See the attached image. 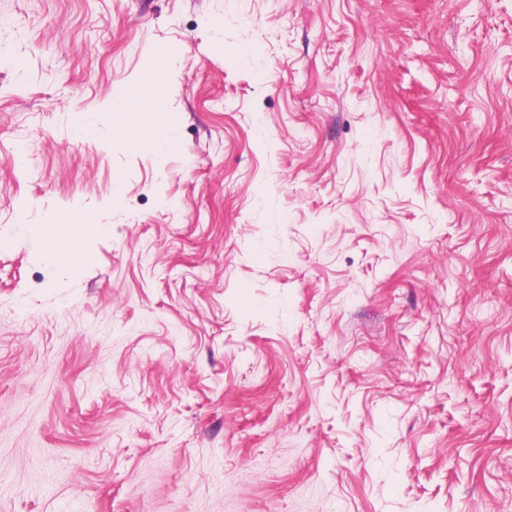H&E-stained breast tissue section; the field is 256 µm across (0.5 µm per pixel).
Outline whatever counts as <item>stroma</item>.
I'll use <instances>...</instances> for the list:
<instances>
[{"instance_id": "obj_1", "label": "stroma", "mask_w": 512, "mask_h": 512, "mask_svg": "<svg viewBox=\"0 0 512 512\" xmlns=\"http://www.w3.org/2000/svg\"><path fill=\"white\" fill-rule=\"evenodd\" d=\"M71 502L512 512V0H0V512ZM128 90L126 98L119 99L110 112L97 113L94 122L82 119V132L93 135L99 125L106 126L119 132L128 150L166 156L176 148V143L163 135L167 107L159 95L158 87L144 84L132 86ZM127 100L141 103L146 112H132L125 106ZM145 116L148 125L144 124ZM102 228L97 211L64 214L50 224L39 225L32 233L31 242L46 264L76 272L89 260L86 236Z\"/></svg>"}]
</instances>
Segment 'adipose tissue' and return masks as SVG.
Wrapping results in <instances>:
<instances>
[{
  "label": "adipose tissue",
  "instance_id": "adipose-tissue-1",
  "mask_svg": "<svg viewBox=\"0 0 512 512\" xmlns=\"http://www.w3.org/2000/svg\"><path fill=\"white\" fill-rule=\"evenodd\" d=\"M129 100L141 103V111L126 108ZM166 110L156 86L135 85L130 87L125 101L115 103L111 111L97 113L95 121L82 123L81 129L91 135L98 126H106L119 132L128 150L164 156L176 147L175 141L163 135ZM101 228L97 211L65 214L52 223L39 225L32 233L31 242L46 264L75 272L89 260L85 247L87 235Z\"/></svg>",
  "mask_w": 512,
  "mask_h": 512
}]
</instances>
